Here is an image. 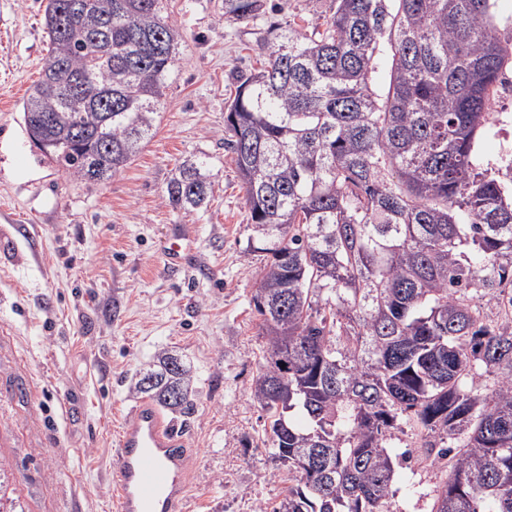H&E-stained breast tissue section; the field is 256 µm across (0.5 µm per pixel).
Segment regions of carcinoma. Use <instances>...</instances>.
Segmentation results:
<instances>
[{
  "label": "carcinoma",
  "instance_id": "carcinoma-1",
  "mask_svg": "<svg viewBox=\"0 0 512 512\" xmlns=\"http://www.w3.org/2000/svg\"><path fill=\"white\" fill-rule=\"evenodd\" d=\"M495 4L336 0L310 32L269 25L260 68L233 77L224 147L245 256H266L252 395L291 481L273 512H384L408 460L386 446L401 416L424 458H448L431 512H512V154L491 178L473 162L512 63ZM264 13L224 0L227 21ZM44 20L53 55L24 99L26 134L68 176L107 181L155 134L181 33L161 0H46ZM210 186L189 159L164 200L198 209ZM193 383L164 350L130 390L185 413ZM9 482L0 461V512H28Z\"/></svg>",
  "mask_w": 512,
  "mask_h": 512
}]
</instances>
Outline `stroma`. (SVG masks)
<instances>
[{
  "mask_svg": "<svg viewBox=\"0 0 512 512\" xmlns=\"http://www.w3.org/2000/svg\"><path fill=\"white\" fill-rule=\"evenodd\" d=\"M223 0H163L182 39L160 124L112 179L74 181L31 146L28 88L51 58L45 0H0V460L30 512H116L118 434L137 405L128 384L168 349L194 370L190 413L161 410L192 450L191 512H258L282 497L267 420L251 387L265 340L252 296L263 265L246 255L244 192L224 149L232 76L258 67L271 23L323 22L333 0H266L250 24L226 21ZM476 143L479 171L512 151V100ZM208 158L207 206L175 210L163 195L176 168ZM174 224L196 250L169 268ZM388 445L409 453L385 512H431L447 460L421 457L420 433L398 419Z\"/></svg>",
  "mask_w": 512,
  "mask_h": 512,
  "instance_id": "obj_1",
  "label": "stroma"
}]
</instances>
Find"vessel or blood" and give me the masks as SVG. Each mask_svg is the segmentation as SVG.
<instances>
[{"label":"vessel or blood","instance_id":"1","mask_svg":"<svg viewBox=\"0 0 512 512\" xmlns=\"http://www.w3.org/2000/svg\"><path fill=\"white\" fill-rule=\"evenodd\" d=\"M195 251V237L174 225L166 245L170 264ZM188 450L178 429L163 425L157 411L142 404L130 409L118 437L113 484L119 512H186Z\"/></svg>","mask_w":512,"mask_h":512}]
</instances>
